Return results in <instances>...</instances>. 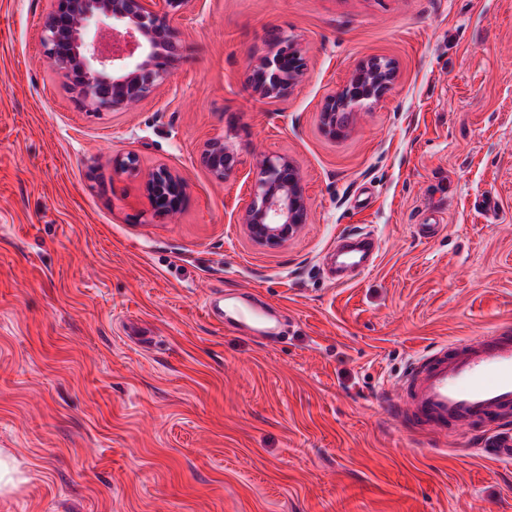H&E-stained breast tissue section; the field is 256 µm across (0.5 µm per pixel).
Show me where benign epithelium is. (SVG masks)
Returning a JSON list of instances; mask_svg holds the SVG:
<instances>
[{"mask_svg":"<svg viewBox=\"0 0 512 512\" xmlns=\"http://www.w3.org/2000/svg\"><path fill=\"white\" fill-rule=\"evenodd\" d=\"M150 0H51L42 26L41 43L85 108L99 114L121 112L145 99L170 76L169 60L181 51L170 26V16L193 0H162V12ZM306 74L300 51L288 39L274 38L271 51L250 67L249 84L261 99L280 100ZM396 77L388 60L372 59L358 65L347 82L329 95L321 111L324 130L332 137L344 133L342 112H354L380 101ZM202 164L222 181L236 172L240 159L224 141H210ZM251 201L242 222L258 241L278 245L305 223L308 202L295 164L286 156H267L257 164ZM158 215L176 210L183 200L184 181L160 168L145 184Z\"/></svg>","mask_w":512,"mask_h":512,"instance_id":"1","label":"benign epithelium"}]
</instances>
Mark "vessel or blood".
Returning a JSON list of instances; mask_svg holds the SVG:
<instances>
[{"instance_id":"b4317fda","label":"vessel or blood","mask_w":512,"mask_h":512,"mask_svg":"<svg viewBox=\"0 0 512 512\" xmlns=\"http://www.w3.org/2000/svg\"><path fill=\"white\" fill-rule=\"evenodd\" d=\"M379 242L365 231L344 234L336 245V284L369 271ZM248 300L226 314L220 297H207L205 313L225 327L245 329L254 337L273 340L278 322L269 312L254 316ZM398 397L390 411L396 420L447 439L480 426L479 455L512 461V326L502 325L457 341L443 342L414 357L397 383Z\"/></svg>"}]
</instances>
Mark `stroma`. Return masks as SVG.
<instances>
[{"label":"stroma","instance_id":"35a3bbf8","mask_svg":"<svg viewBox=\"0 0 512 512\" xmlns=\"http://www.w3.org/2000/svg\"><path fill=\"white\" fill-rule=\"evenodd\" d=\"M50 6L0 0V512H512V464L384 407L414 354L512 324V0H195L168 80L99 115L44 53ZM275 35L307 71L269 102L248 74ZM374 56L396 81L330 137L326 96ZM215 138L241 160L223 181ZM272 155L309 203L277 246L241 222ZM161 166L185 181L168 216L144 190ZM357 230L378 258L336 285ZM237 291L282 341L206 316ZM201 162L219 181L235 173L241 163L238 155L224 145L222 139H214L206 145L201 155Z\"/></svg>","mask_w":512,"mask_h":512}]
</instances>
